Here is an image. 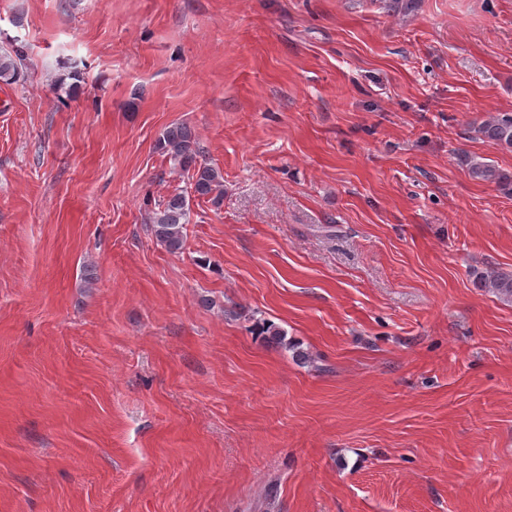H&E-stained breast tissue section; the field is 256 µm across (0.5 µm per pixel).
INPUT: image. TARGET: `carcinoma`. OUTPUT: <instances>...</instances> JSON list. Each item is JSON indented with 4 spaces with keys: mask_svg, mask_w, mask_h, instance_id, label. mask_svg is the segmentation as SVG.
I'll use <instances>...</instances> for the list:
<instances>
[{
    "mask_svg": "<svg viewBox=\"0 0 512 512\" xmlns=\"http://www.w3.org/2000/svg\"><path fill=\"white\" fill-rule=\"evenodd\" d=\"M20 54L0 46V81L13 84L20 77ZM475 131L486 141L512 149V114L498 113L479 124ZM156 150L173 168L189 176L190 190L168 196L150 217V230L156 241L171 253H178L185 242V225L190 222V198H206L219 202L224 194V176L215 166L202 159V151L194 129L186 123L169 127L156 142ZM458 161L468 175L479 181L492 182L512 193V174L496 168L483 158L467 152ZM472 276L477 287L512 304V270L503 268L475 269Z\"/></svg>",
    "mask_w": 512,
    "mask_h": 512,
    "instance_id": "obj_1",
    "label": "carcinoma"
}]
</instances>
